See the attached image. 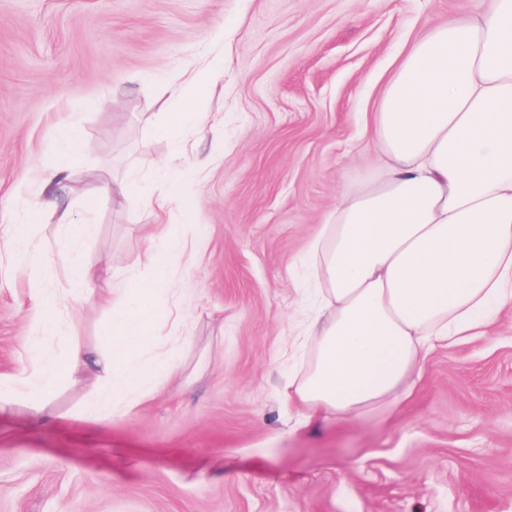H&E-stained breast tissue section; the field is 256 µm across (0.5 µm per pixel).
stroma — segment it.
<instances>
[{
	"label": "stroma",
	"mask_w": 512,
	"mask_h": 512,
	"mask_svg": "<svg viewBox=\"0 0 512 512\" xmlns=\"http://www.w3.org/2000/svg\"><path fill=\"white\" fill-rule=\"evenodd\" d=\"M466 0H0V239L26 226L44 285L75 260L114 259L136 293L159 270L148 212L205 231L181 271L186 325L157 294L154 358L175 370L132 412L94 411L65 371L74 344L105 350L110 309L88 301L44 334L27 269L0 265V374L47 358L48 416L0 407V512H512V307L490 335L439 345L411 396L301 427L283 352L311 302L305 259L377 158L372 111L395 56ZM221 92L182 138L164 136L167 83L214 39ZM69 122L87 148L43 208ZM89 224L82 252L70 235ZM64 170L57 169L51 172L42 173L38 179V193L45 204L55 210L59 205V194L62 187Z\"/></svg>",
	"instance_id": "35a3bbf8"
}]
</instances>
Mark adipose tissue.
Wrapping results in <instances>:
<instances>
[{
    "label": "adipose tissue",
    "mask_w": 512,
    "mask_h": 512,
    "mask_svg": "<svg viewBox=\"0 0 512 512\" xmlns=\"http://www.w3.org/2000/svg\"><path fill=\"white\" fill-rule=\"evenodd\" d=\"M214 66L203 59L169 86L165 135L200 121L198 102L217 90ZM371 123L377 168L363 186L342 190L333 223L311 247L326 310L306 327L312 368L288 381L306 424L403 402L430 349L486 334L512 304V0H476L420 33ZM5 253L29 270L36 310L65 305L43 287L42 258L24 231ZM111 268L72 266V293L91 292L112 310V350L74 345L69 376L129 412L161 371L128 360L153 344L146 317L156 292L98 287ZM57 372L45 361L23 378L0 375V400L25 401L42 415L41 393Z\"/></svg>",
    "instance_id": "obj_1"
}]
</instances>
